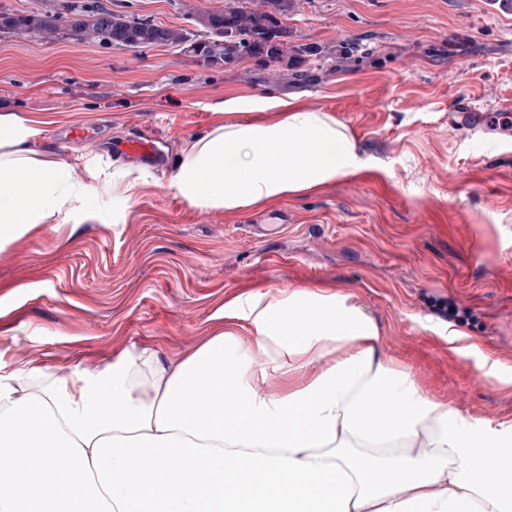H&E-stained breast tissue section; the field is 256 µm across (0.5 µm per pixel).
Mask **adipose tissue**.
Instances as JSON below:
<instances>
[{"instance_id": "adipose-tissue-1", "label": "adipose tissue", "mask_w": 512, "mask_h": 512, "mask_svg": "<svg viewBox=\"0 0 512 512\" xmlns=\"http://www.w3.org/2000/svg\"><path fill=\"white\" fill-rule=\"evenodd\" d=\"M222 108L176 166L191 207H251L366 166L343 124L298 99ZM39 134L0 114V246L65 208L101 218L150 177L128 169L93 188L36 157ZM223 318L166 363L135 345L68 376L0 361V512H512V424L425 395L379 355V327L352 294L251 293Z\"/></svg>"}]
</instances>
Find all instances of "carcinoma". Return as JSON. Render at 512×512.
Segmentation results:
<instances>
[{"label":"carcinoma","mask_w":512,"mask_h":512,"mask_svg":"<svg viewBox=\"0 0 512 512\" xmlns=\"http://www.w3.org/2000/svg\"><path fill=\"white\" fill-rule=\"evenodd\" d=\"M297 0H225L224 8L208 11L194 18L204 35L195 38L185 29H172L108 9H88L82 0H71L72 19H62L42 12L27 15L0 13V33L38 35L52 40L68 31L81 43L99 46L120 45L145 49L161 45H181L195 56L213 63L233 67L242 60L259 57L277 66L283 77L294 80L300 71L288 72L281 65L287 57L284 50L288 27L283 20L291 15Z\"/></svg>","instance_id":"carcinoma-1"}]
</instances>
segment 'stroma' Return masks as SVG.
<instances>
[{"instance_id": "35a3bbf8", "label": "stroma", "mask_w": 512, "mask_h": 512, "mask_svg": "<svg viewBox=\"0 0 512 512\" xmlns=\"http://www.w3.org/2000/svg\"><path fill=\"white\" fill-rule=\"evenodd\" d=\"M86 2L187 29L191 12L224 5ZM288 26L293 45L359 49L283 86L255 58L227 70L177 46L0 37V113L40 122L39 156L96 187L128 165L115 136L153 138L167 156L118 218L64 212L0 247V359L66 375L134 344L181 358L223 330L232 297L321 285L354 295L381 355L426 394L512 420V138L484 145L448 126L455 98L512 100V0H301ZM228 95L301 96L347 128L368 169L245 209L188 206L176 162ZM283 210L281 232L251 235ZM484 357L494 376L477 374Z\"/></svg>"}]
</instances>
